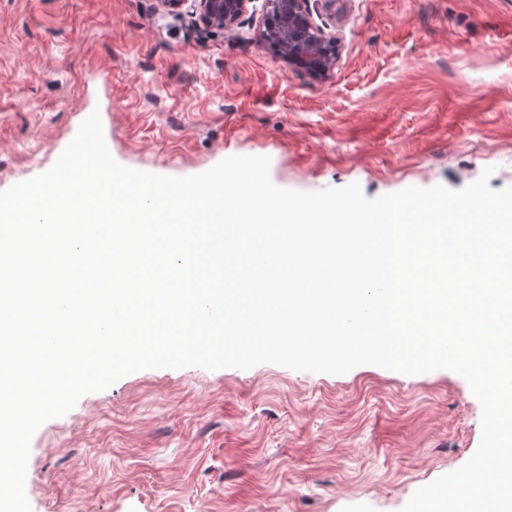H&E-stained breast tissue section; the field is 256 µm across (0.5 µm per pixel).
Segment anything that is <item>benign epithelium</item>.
<instances>
[{
  "mask_svg": "<svg viewBox=\"0 0 512 512\" xmlns=\"http://www.w3.org/2000/svg\"><path fill=\"white\" fill-rule=\"evenodd\" d=\"M192 2L199 24L206 28L236 31L240 18L254 0H157L167 12ZM344 0H263L259 40L278 43V56L289 67L317 82L330 79L340 60V37L336 22Z\"/></svg>",
  "mask_w": 512,
  "mask_h": 512,
  "instance_id": "1",
  "label": "benign epithelium"
}]
</instances>
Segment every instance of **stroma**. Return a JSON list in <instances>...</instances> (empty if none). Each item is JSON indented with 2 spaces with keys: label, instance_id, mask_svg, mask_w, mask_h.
Wrapping results in <instances>:
<instances>
[{
  "label": "stroma",
  "instance_id": "1",
  "mask_svg": "<svg viewBox=\"0 0 512 512\" xmlns=\"http://www.w3.org/2000/svg\"><path fill=\"white\" fill-rule=\"evenodd\" d=\"M248 10L230 35L156 0H0V191L99 111L121 165L187 177L270 157L279 187L512 186V0H346L333 78L292 70ZM448 369H144L34 434L32 512H402L481 440Z\"/></svg>",
  "mask_w": 512,
  "mask_h": 512
}]
</instances>
